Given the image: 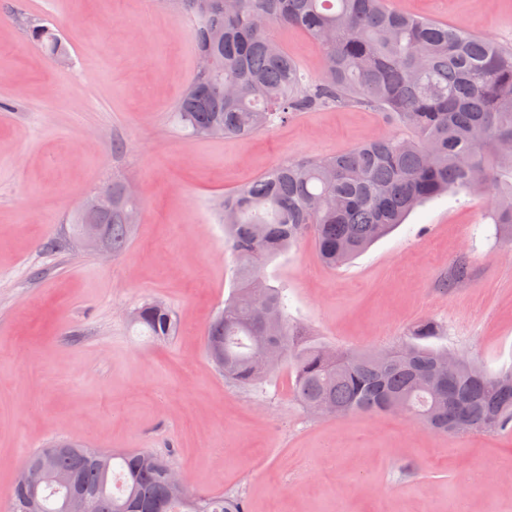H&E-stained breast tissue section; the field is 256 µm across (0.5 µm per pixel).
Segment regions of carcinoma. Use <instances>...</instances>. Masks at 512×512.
<instances>
[{"label": "carcinoma", "instance_id": "obj_1", "mask_svg": "<svg viewBox=\"0 0 512 512\" xmlns=\"http://www.w3.org/2000/svg\"><path fill=\"white\" fill-rule=\"evenodd\" d=\"M194 21L198 67L173 111L195 136H247L295 112L360 107L382 113L397 131L329 157L280 164L224 198L226 242L237 257L235 287L206 328L209 359L242 387L290 367L304 410L322 417L399 415L439 433L512 429V366L488 372L472 359L439 384L448 350L428 344L441 332L422 320L409 340L357 351L330 349L288 317L282 290L260 264L307 235L334 268L388 234L418 205L448 191L490 193L493 222L512 241V49L490 36L419 19L387 0H184ZM272 24L306 33L324 69L307 76L268 33ZM31 41L56 57L69 48L49 27ZM112 183V209L77 213L71 234L94 221L108 226L112 250L130 242L134 202ZM469 275L461 257L445 287ZM132 323L157 339L176 334L173 312L146 302ZM170 461L142 450L102 462L77 441L54 456L97 512H247L239 494L197 495L191 502L168 481ZM47 482L13 487L8 512H62Z\"/></svg>", "mask_w": 512, "mask_h": 512}]
</instances>
